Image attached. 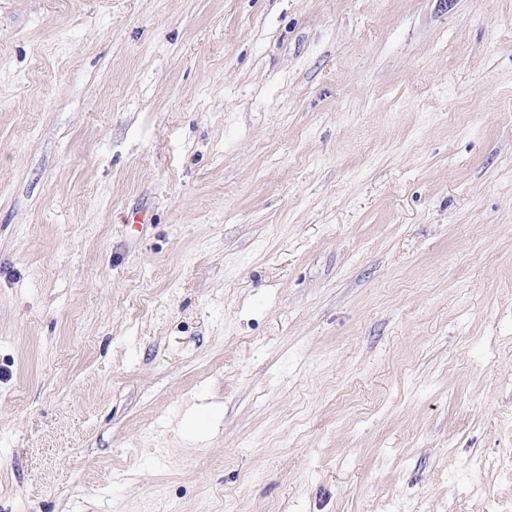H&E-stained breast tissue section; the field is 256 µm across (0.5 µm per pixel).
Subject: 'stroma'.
Listing matches in <instances>:
<instances>
[{"label":"stroma","instance_id":"35a3bbf8","mask_svg":"<svg viewBox=\"0 0 512 512\" xmlns=\"http://www.w3.org/2000/svg\"><path fill=\"white\" fill-rule=\"evenodd\" d=\"M0 512H512V0H0Z\"/></svg>","mask_w":512,"mask_h":512}]
</instances>
